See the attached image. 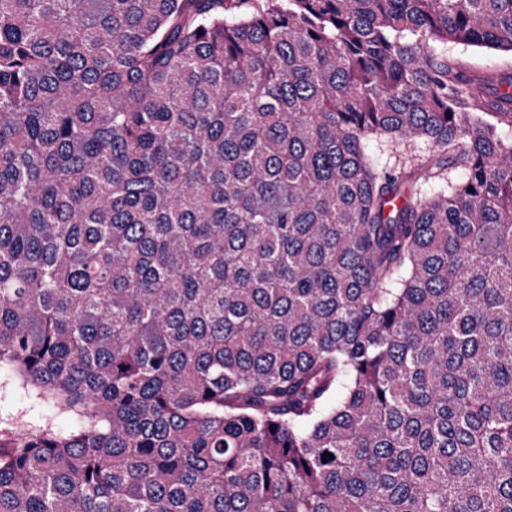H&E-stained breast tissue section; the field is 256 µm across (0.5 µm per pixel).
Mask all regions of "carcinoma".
<instances>
[{
    "label": "carcinoma",
    "instance_id": "obj_1",
    "mask_svg": "<svg viewBox=\"0 0 512 512\" xmlns=\"http://www.w3.org/2000/svg\"><path fill=\"white\" fill-rule=\"evenodd\" d=\"M450 43L512 0H0V384L76 422L0 512H512V74Z\"/></svg>",
    "mask_w": 512,
    "mask_h": 512
}]
</instances>
